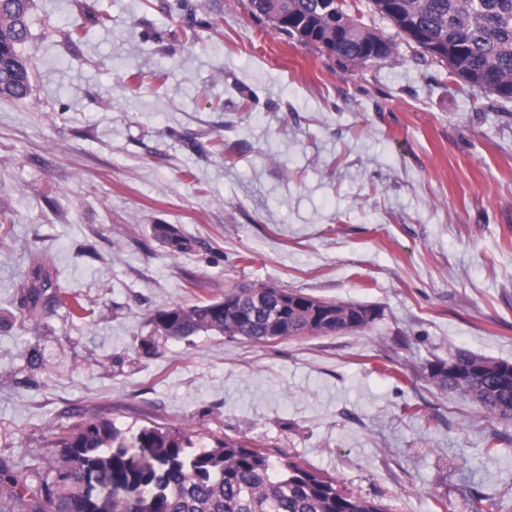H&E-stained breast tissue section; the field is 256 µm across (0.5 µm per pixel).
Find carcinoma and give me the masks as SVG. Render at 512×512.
<instances>
[{
	"label": "carcinoma",
	"mask_w": 512,
	"mask_h": 512,
	"mask_svg": "<svg viewBox=\"0 0 512 512\" xmlns=\"http://www.w3.org/2000/svg\"><path fill=\"white\" fill-rule=\"evenodd\" d=\"M373 11L391 23L406 18L424 36L454 52L460 65L440 59L448 77L512 99V0H369ZM252 12L277 31L303 44H314L354 66L392 53L381 39L357 21L349 0H250ZM30 2L0 4V92L22 97L29 72L17 51L28 32ZM155 237L176 255L188 246L177 227L156 224ZM21 304L35 315L64 305L66 292L53 287L49 271L39 266L21 285ZM283 302L282 328L276 337L340 334L363 330L377 308L359 302L327 301L259 284L222 298L158 310L153 334L187 339L199 333L268 342L264 314L250 307L252 296ZM443 390L476 402L493 420L512 422V363L464 351L427 367ZM53 471L37 496H28L27 474L0 470V497L8 512H390L342 487L329 476L291 457L272 459L242 441L217 439L195 444L181 428L143 427L127 434L112 421L93 418L58 434ZM472 512H500L496 500L476 495Z\"/></svg>",
	"instance_id": "1"
}]
</instances>
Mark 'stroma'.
<instances>
[{
    "instance_id": "obj_1",
    "label": "stroma",
    "mask_w": 512,
    "mask_h": 512,
    "mask_svg": "<svg viewBox=\"0 0 512 512\" xmlns=\"http://www.w3.org/2000/svg\"><path fill=\"white\" fill-rule=\"evenodd\" d=\"M394 43L354 66L249 0H31L0 97V469L52 480L61 428L182 427L286 454L390 512H512V423L428 362H512V100ZM80 19L86 37H69ZM175 225L190 247L154 239ZM53 265L88 310L30 316ZM253 284L375 306L368 328L266 343L154 338V311ZM21 288V304L28 309L31 315L40 313L47 308L65 305L64 298L67 293L61 291L59 287L53 288L51 275L42 266H38L27 275Z\"/></svg>"
}]
</instances>
